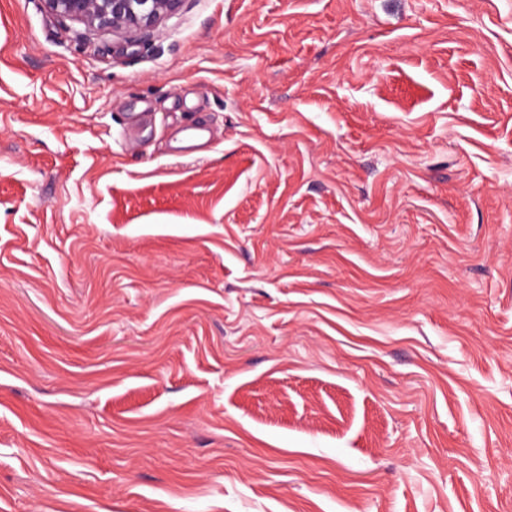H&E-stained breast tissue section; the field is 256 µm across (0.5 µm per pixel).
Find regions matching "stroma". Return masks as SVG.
<instances>
[{
    "mask_svg": "<svg viewBox=\"0 0 512 512\" xmlns=\"http://www.w3.org/2000/svg\"><path fill=\"white\" fill-rule=\"evenodd\" d=\"M0 512H512V0H0ZM52 14L88 29H112L131 42L155 37L165 19L187 0H42Z\"/></svg>",
    "mask_w": 512,
    "mask_h": 512,
    "instance_id": "35a3bbf8",
    "label": "stroma"
}]
</instances>
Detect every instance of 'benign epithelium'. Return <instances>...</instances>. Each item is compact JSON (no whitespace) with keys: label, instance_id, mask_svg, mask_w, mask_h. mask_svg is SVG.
Returning a JSON list of instances; mask_svg holds the SVG:
<instances>
[{"label":"benign epithelium","instance_id":"obj_1","mask_svg":"<svg viewBox=\"0 0 512 512\" xmlns=\"http://www.w3.org/2000/svg\"><path fill=\"white\" fill-rule=\"evenodd\" d=\"M52 14L88 29H110L136 43L155 37L187 0H42Z\"/></svg>","mask_w":512,"mask_h":512}]
</instances>
